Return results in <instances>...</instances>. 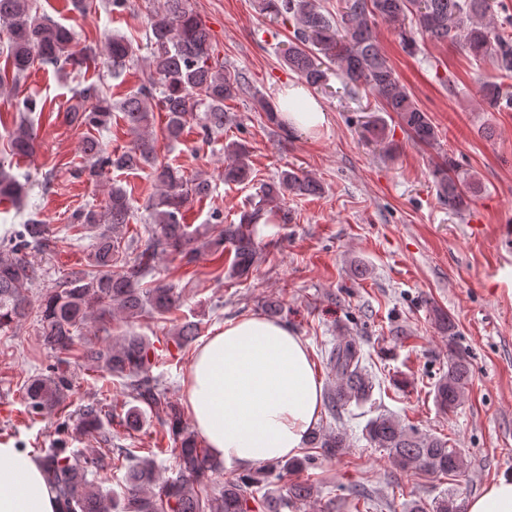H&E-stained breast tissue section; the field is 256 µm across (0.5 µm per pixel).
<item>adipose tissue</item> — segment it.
Returning a JSON list of instances; mask_svg holds the SVG:
<instances>
[{
	"label": "adipose tissue",
	"mask_w": 512,
	"mask_h": 512,
	"mask_svg": "<svg viewBox=\"0 0 512 512\" xmlns=\"http://www.w3.org/2000/svg\"><path fill=\"white\" fill-rule=\"evenodd\" d=\"M280 98L305 106L279 113L285 128L312 132L325 124V112L304 85H288ZM184 398L212 455L248 469L296 456L319 418L322 384L299 336L283 323L252 316L225 323L201 345ZM56 510L38 460L1 442L0 512Z\"/></svg>",
	"instance_id": "ef3b65f1"
}]
</instances>
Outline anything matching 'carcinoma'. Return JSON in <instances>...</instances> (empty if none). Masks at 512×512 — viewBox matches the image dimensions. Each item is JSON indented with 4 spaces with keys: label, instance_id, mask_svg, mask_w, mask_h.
Returning a JSON list of instances; mask_svg holds the SVG:
<instances>
[{
    "label": "carcinoma",
    "instance_id": "obj_1",
    "mask_svg": "<svg viewBox=\"0 0 512 512\" xmlns=\"http://www.w3.org/2000/svg\"><path fill=\"white\" fill-rule=\"evenodd\" d=\"M37 2L0 0V34L5 36L0 89L17 86L36 65L81 70L100 55L96 47L75 48L73 30L40 13ZM74 6L82 13L102 8L120 14L129 8V0H103L100 6L94 0H74ZM499 6V0H343L342 9L333 14L321 0H262L261 10L291 25L285 61L306 84L326 85L328 70L334 65L346 83L366 88L377 98L381 111L395 114L412 140L432 147L437 142L435 126L381 52L376 29L381 23L396 25L408 19L411 29L398 30L404 52L415 53L421 36L458 46L477 62L489 65L495 75L478 79L482 103L503 110L512 107V87L504 82L512 78V35L496 25ZM146 46L151 74L140 88L115 105L104 82H91L76 91L65 115L69 125L101 133L110 129L113 113L119 112L133 135L131 146L124 151L110 149L99 135L85 137L81 151L87 165L79 170V176L95 181L105 169L151 170L157 192L147 209L156 229L135 258L127 260L120 247L121 228L131 215L132 194L118 182L112 184L103 205L73 213L71 227L93 233L87 262L44 289L36 305L29 293L40 286L44 273L34 252L55 249L67 243V238L57 236L51 225L33 215L0 236V330L31 318L38 325L42 345L56 357L46 373L20 382L27 414L35 418L64 409L76 380L85 371L118 377L133 395L134 405L118 414L109 404L111 389L102 385L76 415L59 417L60 441L44 452L43 476L55 493L57 512H299L303 502L318 493L312 484L292 482L284 494H275L267 486L309 467L315 456L266 462L255 471L225 481L213 492V476L224 470L223 462L189 427L181 407L170 400L160 377L153 374L159 362L154 344L133 332L112 335V319L119 314L131 322L146 315L166 316L178 309L181 295L170 283L164 279L144 282L161 255L177 254L188 266L200 248L221 256L227 252L229 273L247 276L257 260L259 221L268 218L288 223V211L283 208L286 198L314 196L321 186L307 174L285 170L260 186L257 201L240 213L238 222L226 224L223 214L214 211L209 230L186 223V205L193 198L209 196L212 185L200 174L187 178L179 169L158 162L154 111L166 113L162 137L170 143L181 140L191 119L198 120L209 137L224 131V106L241 95L244 83L224 66V58L191 0H162L147 19ZM139 50L124 35L109 36V75L119 78ZM15 109L20 119L0 150L5 157L33 153L30 115L43 111L31 95L16 98ZM364 132L379 143L388 139L382 121L366 123ZM224 158V182L251 180L246 144L226 143ZM432 175L439 199L449 209L457 213L469 209L477 190L474 177L460 171L445 155ZM21 192L17 177L0 160V200L17 199ZM433 320L440 333L450 338L458 335L455 322L444 310L433 309ZM90 322L96 323L99 334L95 342L81 335ZM198 334V325L186 323L177 331L174 343L178 349H186ZM324 358L336 378L325 408L336 421L349 407L367 403L375 383L363 349L354 338L332 344L324 350ZM470 378V362L448 348V370L434 384V401L440 411L447 414L458 408ZM150 414L157 418L162 438L172 440L174 447L125 448L112 442L113 420L131 433L139 431ZM76 433L94 436L99 447L89 454L75 453L68 448V440ZM363 436L374 447L388 451L404 471L456 476L465 469L463 456L449 447L447 437L423 434L389 414L368 419ZM308 442L321 450V456L334 458L346 447V433L321 426L310 432ZM167 453L177 462L174 478L162 476L158 468V457ZM121 469L124 474L117 492L112 489V479ZM408 512H461V507L443 496L429 509L413 501Z\"/></svg>",
    "mask_w": 512,
    "mask_h": 512
}]
</instances>
